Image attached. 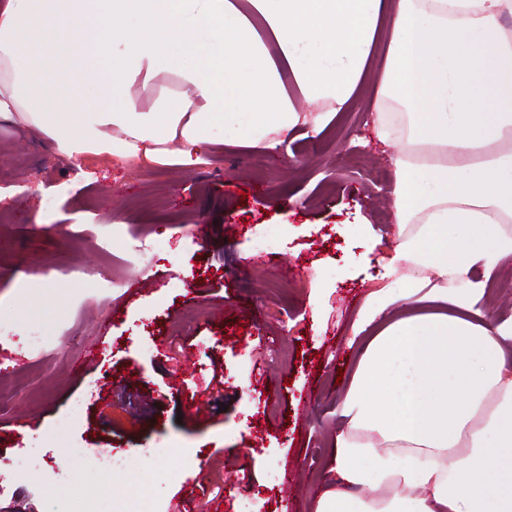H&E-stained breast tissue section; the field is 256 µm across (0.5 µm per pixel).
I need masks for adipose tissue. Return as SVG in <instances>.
Returning <instances> with one entry per match:
<instances>
[{"instance_id":"obj_1","label":"adipose tissue","mask_w":512,"mask_h":512,"mask_svg":"<svg viewBox=\"0 0 512 512\" xmlns=\"http://www.w3.org/2000/svg\"><path fill=\"white\" fill-rule=\"evenodd\" d=\"M6 0L0 121L74 158L189 164L225 143L277 145L304 122L286 90L338 112L390 40L377 134L398 146L391 290L339 413L335 488L315 512H512V317L478 312L512 262V0ZM182 93L144 105L138 82Z\"/></svg>"}]
</instances>
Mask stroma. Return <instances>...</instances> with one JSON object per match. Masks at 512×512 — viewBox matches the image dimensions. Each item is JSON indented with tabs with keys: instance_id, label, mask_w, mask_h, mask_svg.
<instances>
[{
	"instance_id": "1",
	"label": "stroma",
	"mask_w": 512,
	"mask_h": 512,
	"mask_svg": "<svg viewBox=\"0 0 512 512\" xmlns=\"http://www.w3.org/2000/svg\"><path fill=\"white\" fill-rule=\"evenodd\" d=\"M386 49L321 132L300 126L280 149L219 142L189 166L79 163L0 123V458L42 466L0 475V512H127L145 489L154 512H315L342 427L337 376L358 352L351 325L385 286L398 233L393 194L372 185L380 167L389 189L396 180L397 150L374 129ZM361 223L377 248L354 235ZM255 224L281 225L280 264L252 260ZM130 242L146 288L86 278L120 270ZM26 260L50 277H25ZM100 338L107 351L77 370ZM165 441L193 461L152 454ZM104 448L120 467H100Z\"/></svg>"
}]
</instances>
